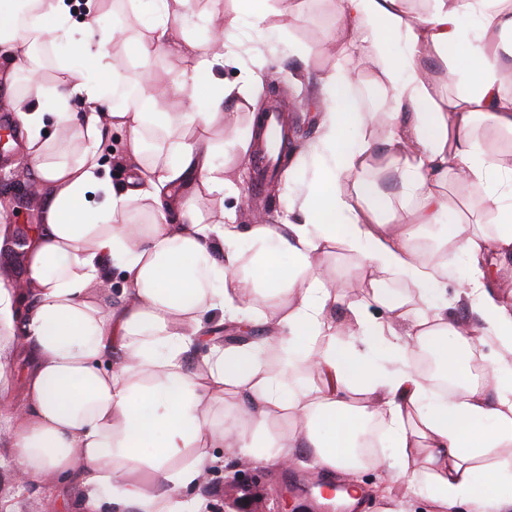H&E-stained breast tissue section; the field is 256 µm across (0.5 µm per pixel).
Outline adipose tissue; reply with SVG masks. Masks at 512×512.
<instances>
[{
  "instance_id": "obj_1",
  "label": "adipose tissue",
  "mask_w": 512,
  "mask_h": 512,
  "mask_svg": "<svg viewBox=\"0 0 512 512\" xmlns=\"http://www.w3.org/2000/svg\"><path fill=\"white\" fill-rule=\"evenodd\" d=\"M407 0H340L338 21L361 37L377 60L389 95L381 112L355 109L350 71L328 73L333 101L320 116L319 147L327 162L319 180L288 207L298 224L202 223L188 186L221 194L218 150L209 130L231 121L241 87L213 77L236 51L226 36L242 16L265 25L266 0H240L209 42L177 41L191 0H134L147 39L136 41L140 106H113L92 75L113 85L125 68L112 54L122 25L99 15L45 88L31 50L72 28L65 0H20L0 9V106L27 132L31 179L42 195L41 223L27 250L26 289L0 279V394L11 390L8 369L17 353L30 362L25 406L4 435L18 484L46 476L76 485L79 512H204L203 497L184 499L207 471L225 460L283 464L309 459L349 474L373 467L390 482L416 485L439 508L512 512V308L489 291L488 259L512 257V224L460 236L477 264L463 290L480 325L494 338L499 361L475 383L461 359L471 333L435 306L434 287L448 275V243L433 252L419 242L438 223L445 203L438 187L452 171L484 185L478 208L498 204L497 188H512L502 169L472 142L475 127L512 133V93L503 71L512 67V0H433L411 17ZM480 19L477 38L468 23ZM190 54L189 72L163 86L152 80L159 56ZM25 91H18L19 75ZM462 96L449 89L461 80ZM89 106L73 124L71 103ZM58 135H41L46 114ZM358 128L349 140L350 128ZM127 133L126 184L100 177L94 148L104 129ZM165 135L163 160H151L148 132ZM382 169L399 181L396 202L381 210L373 177ZM151 203L156 219L132 224L131 201ZM248 236L260 251L243 264L232 249ZM343 242L365 269L358 292L346 290L326 259ZM288 271L271 269L278 252ZM126 286L118 296L97 289L113 269ZM386 319L368 320L369 304ZM261 330L253 339L221 341L224 325L243 319ZM348 336L391 341L392 367L381 370L345 345ZM428 350L455 379L457 392L433 398L432 382L415 366L414 348ZM232 402L238 414L215 418ZM381 423L396 444V460L359 455L360 437ZM424 463H417V456Z\"/></svg>"
}]
</instances>
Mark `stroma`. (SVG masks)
<instances>
[{"label":"stroma","instance_id":"stroma-1","mask_svg":"<svg viewBox=\"0 0 512 512\" xmlns=\"http://www.w3.org/2000/svg\"><path fill=\"white\" fill-rule=\"evenodd\" d=\"M234 6V0H194L193 10L179 30L180 36L195 42L207 40L220 26L225 11ZM338 8V0H271L265 27L242 22L233 36L235 59L215 73L218 80L245 86L250 85L252 76H260L259 107L292 112L295 132L288 162L280 170L292 189L311 184L321 174L319 162L309 156L308 150L319 138L318 117L326 107L323 76L339 68L356 67L365 75L366 86H373L376 79L375 58L337 38ZM253 123L250 107L243 105L232 125L211 131V139L226 147L218 162L223 166L224 177L235 184L238 192L224 196L203 194L197 202L203 222L218 221L222 212L230 209L235 210L241 224L253 223L258 217L267 224L288 221V209L281 193L268 189L254 193L248 179L252 167L250 157L240 156L227 147L228 142L250 132ZM125 151L123 130L104 129L98 152L102 170L112 183H121L128 176ZM30 186L26 146L19 141L14 147L0 151V222L7 224L11 231L19 225L39 221L41 198L31 192ZM442 193L446 209L441 223L430 228V236L447 237L449 228L462 219L479 222L482 229L488 230L495 220L512 218V212L506 210L496 213L488 209L472 210V199L483 193L480 186L464 187L454 182L443 188ZM245 195L252 197L253 210L241 208L240 200ZM471 274L468 256L463 251H454L453 269L442 282L450 315L469 316L461 286ZM241 474L255 481L248 512H275L284 500L301 508L302 512H327L326 502L317 495L318 488L351 482L358 485L361 495L348 512H385L386 508L398 505L405 507L406 512H438L430 500L407 486L383 482L375 469L354 476L343 473L329 476L310 464L273 468L260 463L237 462L207 473L198 490L207 502L205 512H228L233 500L242 495L232 483L233 477ZM78 495L76 486L50 478L39 485L18 488L9 471L0 468V512H75Z\"/></svg>","mask_w":512,"mask_h":512}]
</instances>
